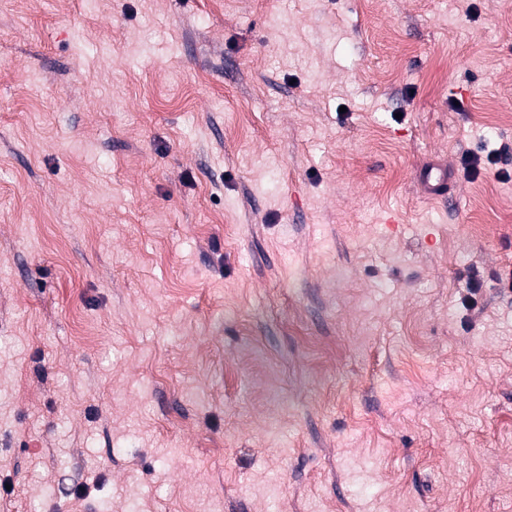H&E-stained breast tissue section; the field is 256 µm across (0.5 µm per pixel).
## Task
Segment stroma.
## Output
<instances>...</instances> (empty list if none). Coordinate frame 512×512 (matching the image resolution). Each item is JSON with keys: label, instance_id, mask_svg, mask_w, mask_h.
Returning <instances> with one entry per match:
<instances>
[{"label": "stroma", "instance_id": "stroma-1", "mask_svg": "<svg viewBox=\"0 0 512 512\" xmlns=\"http://www.w3.org/2000/svg\"><path fill=\"white\" fill-rule=\"evenodd\" d=\"M503 143L512 0H0V512H512ZM511 147L504 145L500 152H489L485 159H483L482 149L467 150L463 153L461 158V165L463 171L468 179H475L481 169H486V166L496 165L500 159V155H508ZM511 152V151H510ZM415 182L421 194L429 200L448 199L452 168L448 162L434 156L415 171ZM484 283L477 269L472 267L467 271L463 279V295L460 297L462 305L467 310L476 311L478 309L479 300L483 294Z\"/></svg>", "mask_w": 512, "mask_h": 512}]
</instances>
